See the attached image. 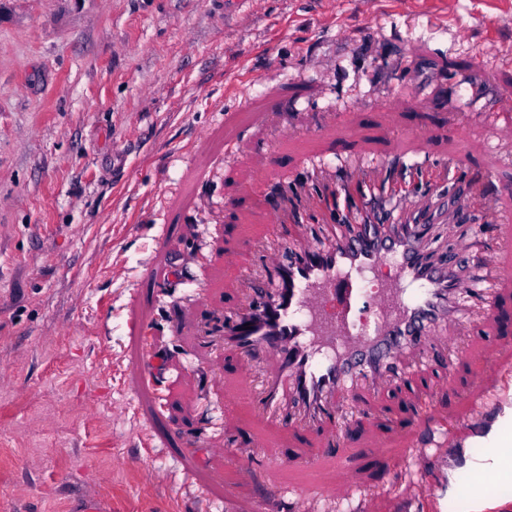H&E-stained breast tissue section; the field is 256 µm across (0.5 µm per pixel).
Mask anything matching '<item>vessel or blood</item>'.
I'll list each match as a JSON object with an SVG mask.
<instances>
[{
	"label": "vessel or blood",
	"instance_id": "1",
	"mask_svg": "<svg viewBox=\"0 0 512 512\" xmlns=\"http://www.w3.org/2000/svg\"><path fill=\"white\" fill-rule=\"evenodd\" d=\"M380 165L387 178L356 165L345 181L317 183L319 232L301 240L281 234L291 188L278 168L267 172L281 188L268 218L270 273L225 313L223 334L225 353L270 364L260 392L245 387L240 394L258 395L271 428L334 426L354 438L355 427L336 423L339 396L355 400L379 385L408 386L416 359L446 353L448 327L469 318V299L481 298L486 315L512 326L494 291L499 272H470L466 251L440 258L426 245L428 229L449 215L476 223L468 198L491 175L473 180L458 154L438 165L409 158ZM270 461L313 474L320 459L303 464L280 448Z\"/></svg>",
	"mask_w": 512,
	"mask_h": 512
}]
</instances>
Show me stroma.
I'll return each instance as SVG.
<instances>
[{
  "instance_id": "stroma-1",
  "label": "stroma",
  "mask_w": 512,
  "mask_h": 512,
  "mask_svg": "<svg viewBox=\"0 0 512 512\" xmlns=\"http://www.w3.org/2000/svg\"><path fill=\"white\" fill-rule=\"evenodd\" d=\"M426 104L437 134L417 131ZM512 0H0V512H299L301 471L247 465L258 405L218 331L242 268L265 273L277 161L308 203V170L344 175L340 151L462 153L512 184ZM476 270L512 251L494 225L438 226ZM452 338L454 379L426 372L371 410L322 465L321 512L364 489L361 512H442L475 478L469 447L512 406V332L488 318ZM160 354L155 386L148 353ZM429 422L427 457L387 479L361 465L405 456Z\"/></svg>"
}]
</instances>
